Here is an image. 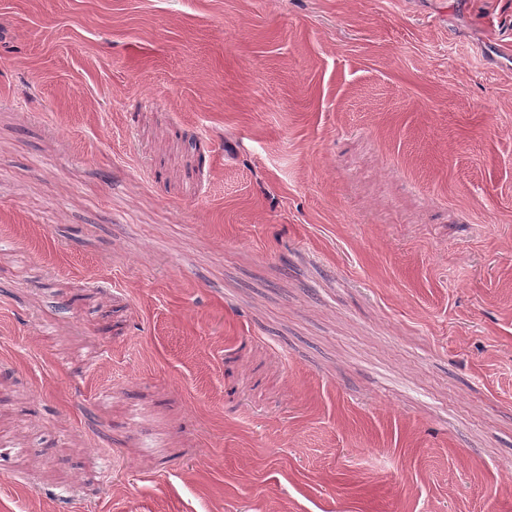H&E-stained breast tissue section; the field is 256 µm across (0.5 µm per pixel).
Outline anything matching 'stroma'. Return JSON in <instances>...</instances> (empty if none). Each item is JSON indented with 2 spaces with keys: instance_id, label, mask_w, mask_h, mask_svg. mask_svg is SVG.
<instances>
[{
  "instance_id": "obj_1",
  "label": "stroma",
  "mask_w": 512,
  "mask_h": 512,
  "mask_svg": "<svg viewBox=\"0 0 512 512\" xmlns=\"http://www.w3.org/2000/svg\"><path fill=\"white\" fill-rule=\"evenodd\" d=\"M0 512H512V0H0Z\"/></svg>"
}]
</instances>
